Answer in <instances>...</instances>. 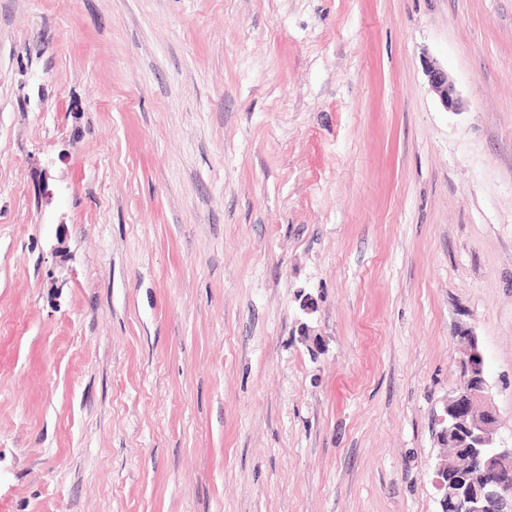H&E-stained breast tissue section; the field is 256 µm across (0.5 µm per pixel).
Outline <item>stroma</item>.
<instances>
[{"mask_svg":"<svg viewBox=\"0 0 512 512\" xmlns=\"http://www.w3.org/2000/svg\"><path fill=\"white\" fill-rule=\"evenodd\" d=\"M463 329L512 0H0V512H443ZM427 75L431 89L438 96L442 105L446 109H456L459 105V99L455 86L448 77V72L433 63H429Z\"/></svg>","mask_w":512,"mask_h":512,"instance_id":"stroma-1","label":"stroma"}]
</instances>
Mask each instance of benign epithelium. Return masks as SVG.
<instances>
[{"label":"benign epithelium","mask_w":512,"mask_h":512,"mask_svg":"<svg viewBox=\"0 0 512 512\" xmlns=\"http://www.w3.org/2000/svg\"><path fill=\"white\" fill-rule=\"evenodd\" d=\"M431 89L447 109L459 99L448 72L427 66ZM464 385L448 402L447 426L440 435L452 448L448 462L437 470V485L445 491L448 512H512V447L495 444L497 416L488 399L486 365L477 336L465 332L456 339Z\"/></svg>","instance_id":"1"}]
</instances>
